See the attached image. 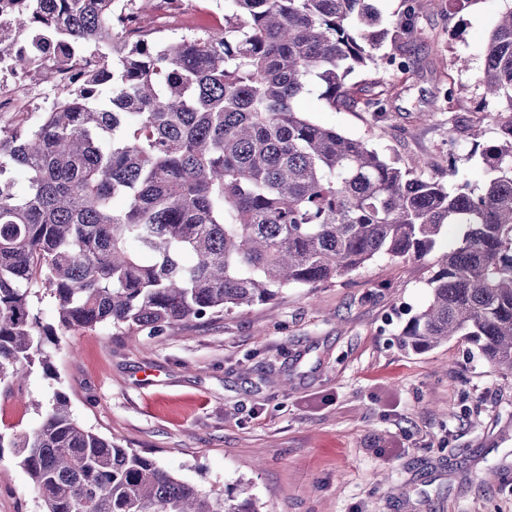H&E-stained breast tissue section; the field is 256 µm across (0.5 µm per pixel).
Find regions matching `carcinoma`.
Listing matches in <instances>:
<instances>
[{"label": "carcinoma", "instance_id": "1", "mask_svg": "<svg viewBox=\"0 0 512 512\" xmlns=\"http://www.w3.org/2000/svg\"><path fill=\"white\" fill-rule=\"evenodd\" d=\"M379 27L373 0H224V32L154 40L119 0H0V59L17 78L81 68L36 122L0 128V384L49 372L52 328L32 312L42 283L64 328L159 334L189 320L331 284L376 256L422 260L453 240L432 300L399 343L463 338L512 374V8L487 43L484 100L506 102L475 185L417 175L297 102L322 88L387 113L389 93L351 71L405 73V46L436 0H402ZM397 52L376 58L385 40ZM453 132L484 137L464 115ZM22 169L27 190H14ZM43 512H264L242 488L203 491L134 448L81 426L60 391L31 432L7 437Z\"/></svg>", "mask_w": 512, "mask_h": 512}]
</instances>
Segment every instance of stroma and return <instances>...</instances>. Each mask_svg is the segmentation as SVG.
<instances>
[{
	"instance_id": "obj_1",
	"label": "stroma",
	"mask_w": 512,
	"mask_h": 512,
	"mask_svg": "<svg viewBox=\"0 0 512 512\" xmlns=\"http://www.w3.org/2000/svg\"><path fill=\"white\" fill-rule=\"evenodd\" d=\"M511 7L439 0L420 15L407 47L415 66L391 76L397 93L384 121L329 109L316 90L300 107L425 176L447 179L453 162L483 183L479 147L448 152L451 118L500 111L483 103L477 77ZM223 27L224 0H190L188 18L160 36ZM451 83L459 95L450 104L442 91ZM435 261L377 258L335 283L286 288L172 335L64 330L55 300L40 293L33 312L55 329L52 372L35 369L25 403L0 385V431L37 427L35 401L59 390L83 426L199 489L249 483L265 512H512V375L461 338L424 352L399 344L431 299ZM0 512H42L9 448L0 450Z\"/></svg>"
}]
</instances>
